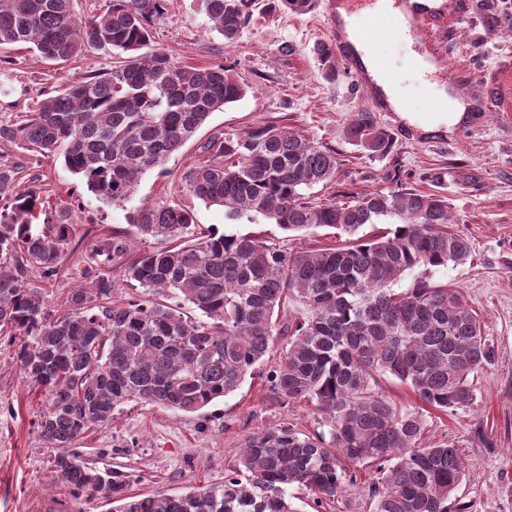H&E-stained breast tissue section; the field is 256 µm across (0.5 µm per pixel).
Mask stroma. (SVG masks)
Here are the masks:
<instances>
[{"label":"stroma","mask_w":512,"mask_h":512,"mask_svg":"<svg viewBox=\"0 0 512 512\" xmlns=\"http://www.w3.org/2000/svg\"><path fill=\"white\" fill-rule=\"evenodd\" d=\"M268 2L256 0L250 21L230 46L212 29L202 0H167L165 19L152 31V48L194 66L224 65L247 93L213 113L162 167L141 175L128 201H102L61 159L15 145L0 151V162L23 166L28 185L70 208L79 232L58 275L49 282L33 277L32 285L50 307L61 308L83 273H96L95 249L102 237L127 227L140 206L162 201L190 207L200 231L276 239L298 250L341 243L343 234L330 228L287 233L264 219L231 222L222 207L186 193L187 171L208 158L203 145L257 125H285L335 149L340 172L332 184L307 190L309 201L349 202L396 185L445 195L472 258L435 269L432 278L461 288L497 358L476 374L471 407L425 413L422 438L427 444L448 443L465 457L468 467L456 493L464 512H512V131L501 129L493 113L481 112L466 133L424 134L394 113L375 111L346 70L332 80L319 70L311 49L328 38L323 0L304 14L274 10ZM437 46L448 65L464 75L512 56V0H470L468 18L449 24ZM114 63L107 51L58 63L28 45L2 47L0 120L16 119ZM363 113L391 134L394 148L388 155H368L345 138L347 125ZM14 353V345L0 336V512H110L104 498L72 496L54 472L52 451L36 426L45 397L16 367ZM283 424L307 433L324 429L312 404L282 405L265 377L257 376L199 414L128 403L111 425L86 432L75 448L98 469L134 474L136 493L180 494L223 483L249 436Z\"/></svg>","instance_id":"obj_1"}]
</instances>
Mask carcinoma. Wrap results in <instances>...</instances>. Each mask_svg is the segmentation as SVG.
<instances>
[{"label":"carcinoma","instance_id":"1","mask_svg":"<svg viewBox=\"0 0 512 512\" xmlns=\"http://www.w3.org/2000/svg\"><path fill=\"white\" fill-rule=\"evenodd\" d=\"M255 0H205L212 29L237 41ZM166 0H104L81 16L75 0H0V47L31 44L66 62L91 49L123 57L43 99L39 108L0 121V147L63 155L87 189L112 204L128 200L139 177L165 160L209 116L241 100L246 87L221 64H181L160 50L144 53ZM316 0H276L295 14ZM324 77L336 78V53L314 48ZM370 155L393 147L366 115L345 131ZM211 158L191 168L186 190L230 221L259 218L286 232L333 228L334 247L291 251L249 234L192 232V210L162 202L137 209L131 231H112L96 255L118 263L140 291L118 297L111 270L70 291L67 309H49L31 288L51 279L72 243L68 208L46 210L41 191L20 188L22 167L0 162V335L17 343L21 373L46 396L39 434L54 450V471L76 494L102 495L111 512H297L289 490L311 495V508L344 498L375 469L373 512H451L466 471L459 449L423 445V412L446 413L476 400L473 376L496 351L462 290L429 277L465 263L469 240L450 230L448 199L403 187L351 203L312 204L304 190L336 180V151L286 126L251 127L208 142ZM45 215L43 229L33 220ZM389 224L364 238L365 225ZM174 246L130 254V239ZM417 272L410 287L394 285ZM175 298L173 307L155 296ZM188 303L198 311H182ZM280 361L267 372L284 402H309L328 434L288 426L255 432L221 485L165 497L130 492L133 476L72 462L75 441L105 426L130 401L196 413L236 391L264 367L274 339ZM389 374L407 385L421 410L402 408L379 387Z\"/></svg>","mask_w":512,"mask_h":512}]
</instances>
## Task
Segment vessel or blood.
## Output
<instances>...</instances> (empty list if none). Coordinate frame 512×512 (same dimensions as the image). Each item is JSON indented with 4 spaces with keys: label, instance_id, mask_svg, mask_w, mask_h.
<instances>
[{
    "label": "vessel or blood",
    "instance_id": "vessel-or-blood-1",
    "mask_svg": "<svg viewBox=\"0 0 512 512\" xmlns=\"http://www.w3.org/2000/svg\"><path fill=\"white\" fill-rule=\"evenodd\" d=\"M467 0H327L325 15L330 43L343 61L359 91L381 112L409 111L407 102H391L383 83H395L397 73L388 54L395 43H411L413 69L432 64L426 81L448 89L449 94L473 104L462 90L459 73L442 63L433 33L444 29L448 18L465 19ZM484 103L495 113L498 125L512 128V56L500 57L480 73Z\"/></svg>",
    "mask_w": 512,
    "mask_h": 512
}]
</instances>
